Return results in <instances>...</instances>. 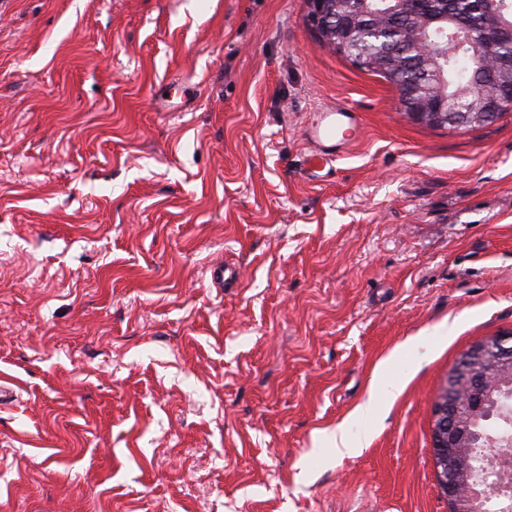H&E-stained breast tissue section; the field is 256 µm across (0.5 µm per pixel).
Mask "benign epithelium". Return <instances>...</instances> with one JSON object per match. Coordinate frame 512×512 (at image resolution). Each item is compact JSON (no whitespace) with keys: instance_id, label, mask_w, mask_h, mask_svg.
Returning <instances> with one entry per match:
<instances>
[{"instance_id":"obj_1","label":"benign epithelium","mask_w":512,"mask_h":512,"mask_svg":"<svg viewBox=\"0 0 512 512\" xmlns=\"http://www.w3.org/2000/svg\"><path fill=\"white\" fill-rule=\"evenodd\" d=\"M308 22L314 32L331 48L341 51L349 47L362 19L364 0H308ZM481 42L471 39V31L459 24L448 35V45L438 43L434 54H452L468 48L481 71L476 78L483 89L467 91L474 95V111L458 108V97L448 96L447 104L433 109L431 97L422 93L415 82L398 84L399 105L409 118L437 128L463 127L473 122L489 121L508 100L498 95L494 85L501 76H512V53L500 54L493 47L504 41L512 42V29L495 17L484 16ZM512 371V332L490 336L471 344L460 360L448 370L431 410L432 454L439 486L448 498V512H474V490L470 481L487 471L486 464L502 467L512 464V450H490L480 455V465L474 466L466 457L468 416L480 410L484 403L493 402L491 393L497 388V378Z\"/></svg>"}]
</instances>
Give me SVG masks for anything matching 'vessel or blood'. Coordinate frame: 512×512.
<instances>
[{
  "label": "vessel or blood",
  "mask_w": 512,
  "mask_h": 512,
  "mask_svg": "<svg viewBox=\"0 0 512 512\" xmlns=\"http://www.w3.org/2000/svg\"><path fill=\"white\" fill-rule=\"evenodd\" d=\"M360 126V117L352 109L329 105L321 107L318 118L308 131L311 150L307 162L310 167H327L335 162L341 149L350 142L351 133Z\"/></svg>",
  "instance_id": "b4317fda"
}]
</instances>
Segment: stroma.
<instances>
[{"label":"stroma","mask_w":512,"mask_h":512,"mask_svg":"<svg viewBox=\"0 0 512 512\" xmlns=\"http://www.w3.org/2000/svg\"><path fill=\"white\" fill-rule=\"evenodd\" d=\"M308 11L0 0V512H448L434 399L512 330V112L417 123ZM326 103L362 122L314 178Z\"/></svg>","instance_id":"35a3bbf8"}]
</instances>
